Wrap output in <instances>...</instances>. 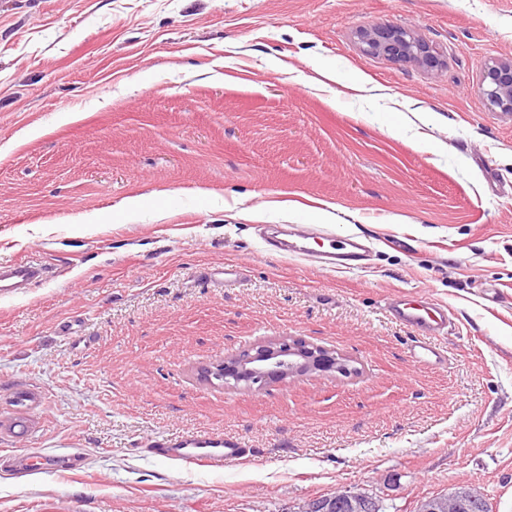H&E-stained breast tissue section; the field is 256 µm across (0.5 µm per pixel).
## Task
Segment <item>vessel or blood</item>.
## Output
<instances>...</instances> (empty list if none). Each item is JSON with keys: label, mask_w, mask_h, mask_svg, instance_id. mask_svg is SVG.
Masks as SVG:
<instances>
[{"label": "vessel or blood", "mask_w": 512, "mask_h": 512, "mask_svg": "<svg viewBox=\"0 0 512 512\" xmlns=\"http://www.w3.org/2000/svg\"><path fill=\"white\" fill-rule=\"evenodd\" d=\"M269 251L304 259H316L319 266L339 272L362 268L370 250L365 240L338 234L325 228H308L297 224L282 227L273 224L264 239ZM47 267L33 261L10 264L0 268V292L13 293L43 280ZM389 310L394 320L422 335V342L413 345L409 356L413 362L432 369L442 368L445 358L440 348L430 344L433 336L448 333L452 314L447 304L434 301H415L395 294L389 299ZM152 454L185 466L220 468L227 462L249 460L253 452L234 437L196 434L154 442Z\"/></svg>", "instance_id": "obj_1"}]
</instances>
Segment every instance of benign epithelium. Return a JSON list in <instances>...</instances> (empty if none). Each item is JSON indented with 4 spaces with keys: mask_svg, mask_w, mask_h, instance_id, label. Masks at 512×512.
<instances>
[{
    "mask_svg": "<svg viewBox=\"0 0 512 512\" xmlns=\"http://www.w3.org/2000/svg\"><path fill=\"white\" fill-rule=\"evenodd\" d=\"M365 51L383 54L397 60L432 67L433 51L410 30L402 27L375 29L360 33ZM480 93L492 106L512 112V59L493 62L483 71ZM334 369L349 372L346 361L321 346L296 338L265 341L251 350L233 356L200 371L201 378L219 381L226 388L243 387L255 391L271 382H286L313 371ZM479 495L471 489L439 494L417 503L415 512H464ZM344 502L350 512H382L380 501L360 489L345 490L331 496L309 500L296 512H329L333 501Z\"/></svg>",
    "mask_w": 512,
    "mask_h": 512,
    "instance_id": "1",
    "label": "benign epithelium"
}]
</instances>
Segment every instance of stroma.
Instances as JSON below:
<instances>
[{"instance_id":"1","label":"stroma","mask_w":512,"mask_h":512,"mask_svg":"<svg viewBox=\"0 0 512 512\" xmlns=\"http://www.w3.org/2000/svg\"><path fill=\"white\" fill-rule=\"evenodd\" d=\"M396 26L437 66L364 52L359 29ZM510 58L512 0H0V264L53 272L0 296V512H293L346 488L413 512L464 485L512 512V121L479 93ZM329 207L373 241L363 268L263 250ZM396 292L448 305L443 369L410 361ZM280 336L356 372L199 378ZM203 432L255 455L149 452ZM72 451L77 474L7 461ZM149 452L166 460L200 468H220L225 462H242L253 456L252 448L234 437L196 434L155 441Z\"/></svg>"}]
</instances>
